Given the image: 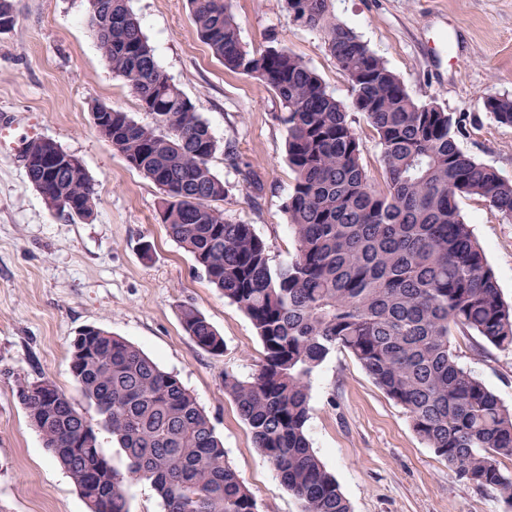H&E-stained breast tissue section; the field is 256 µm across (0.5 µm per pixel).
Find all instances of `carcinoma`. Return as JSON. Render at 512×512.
I'll list each match as a JSON object with an SVG mask.
<instances>
[{
  "instance_id": "carcinoma-1",
  "label": "carcinoma",
  "mask_w": 512,
  "mask_h": 512,
  "mask_svg": "<svg viewBox=\"0 0 512 512\" xmlns=\"http://www.w3.org/2000/svg\"><path fill=\"white\" fill-rule=\"evenodd\" d=\"M200 39L224 68L270 89L295 174L283 210L296 254L272 266L250 224H231L216 203L224 180L210 161L220 149L195 106L158 66L127 0H96L90 17L112 72L151 116L148 123L112 108L100 135L128 166L162 191L161 223L224 298L250 319L263 353L248 380L224 373L261 454L304 512H351L310 447L309 382L338 349L349 351L383 392L408 413L417 435L448 467L512 508V409L462 368L450 345L455 326L487 346L512 347L506 304L483 248L457 199H482L512 220V181L464 153L456 139L464 117L419 103L358 35L332 17V0H284L290 20L322 32L347 78L344 104L298 55L242 44L230 0H189ZM12 0H0V32L14 29ZM485 108L512 125V96ZM360 113L378 141L383 184L362 163L363 140L349 118ZM29 141V183L62 204L61 216L94 213L96 188L81 161L51 175L46 152ZM183 330L220 356L224 338L194 306L180 307ZM71 371L96 417L79 410L52 381L23 385L19 399L44 445L65 469L88 512H129L126 485L148 480L164 512H257L254 495L224 459L209 416L177 375L134 344L98 328L72 340ZM108 431L127 461L117 469L101 448Z\"/></svg>"
}]
</instances>
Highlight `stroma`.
Returning a JSON list of instances; mask_svg holds the SVG:
<instances>
[{"label":"stroma","mask_w":512,"mask_h":512,"mask_svg":"<svg viewBox=\"0 0 512 512\" xmlns=\"http://www.w3.org/2000/svg\"><path fill=\"white\" fill-rule=\"evenodd\" d=\"M282 0H232L243 45L268 38L299 55L327 90L349 101L348 81L319 30L291 22ZM351 28L397 75L410 96L465 114L458 137L468 155L512 180V125L483 102L512 95V0H333ZM157 62L193 102L221 145L212 170L224 180L226 221L252 225L270 261L283 265L296 239L283 211L294 184L276 96L227 71L198 37L187 0H128ZM16 25L0 33V512H86L68 474L44 447L18 398L20 386L52 380L71 397L78 385L70 345L95 326L141 348L176 374L209 415L225 460L255 496L259 512H303L260 453L248 424L224 391V373L249 378L262 343L249 318L213 288L159 218L162 194L131 169L96 129L105 103L150 122L127 83L106 62L88 21V0H14ZM43 138L78 157L98 192L90 220L49 209L29 183L22 143ZM458 206L512 305V222L476 197ZM190 303L224 338L210 355L184 332ZM460 366L512 408V348L479 349L452 329ZM307 438L352 512H512L490 489L449 469L348 351L336 350L310 382Z\"/></svg>","instance_id":"1"}]
</instances>
